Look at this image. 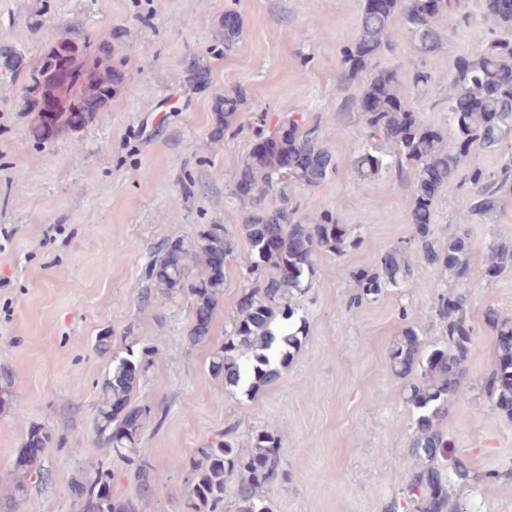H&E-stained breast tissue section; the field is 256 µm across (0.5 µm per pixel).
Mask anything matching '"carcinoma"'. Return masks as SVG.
Listing matches in <instances>:
<instances>
[{
    "mask_svg": "<svg viewBox=\"0 0 512 512\" xmlns=\"http://www.w3.org/2000/svg\"><path fill=\"white\" fill-rule=\"evenodd\" d=\"M486 17L502 32L482 51L460 60L448 90V116L454 130L447 142L439 129L425 126L417 109L400 91L396 69L380 58L392 50L397 19L415 38L420 54L434 59L442 46L436 20L462 13L461 0H363L357 36L343 58L342 78L362 80L358 98L347 102L366 129L368 147L359 150L353 166L368 180L392 158L395 170L412 184L408 219L414 237L382 254L371 267L350 273L358 291L349 305L375 301L390 288H410L413 262L448 273L455 289L438 295L435 317L442 329L439 345H426L416 328L407 325L391 345L389 363L405 380V402L413 425L408 455L414 466L407 474L404 496L414 512H458L449 484L465 488L483 475L481 463L450 453L451 441L442 430L450 408L464 400L471 384L467 360L473 336L466 288L475 277L495 278L512 269V244L493 241L485 265L474 270L468 259V230L439 246L430 225L441 195L455 183L461 166L476 148L497 149L512 138V0H484ZM224 50L242 33L238 14L221 20ZM0 67L18 74L21 56L0 48ZM125 88L122 64L112 62L111 46L88 37L61 38L31 69L24 86V110L34 117L32 132L38 142L88 122ZM239 94L219 96L214 102L213 138L219 139L242 112ZM256 142L236 173V196L249 202L236 235L222 224H203L178 246L163 245L146 267V278L157 293L191 299L193 320L188 330L192 344L210 335L215 311L224 296L226 263L234 257L235 237L249 248L247 287L236 313L224 330V343L212 353L209 369L224 386L254 394L275 381L302 346L306 323L294 299L307 293L315 277L318 255L341 256L360 247V235L339 223L333 213L320 211L296 219L288 189L314 188L336 171L333 154L305 121L292 116L267 128L264 114L250 117ZM472 186L461 221L486 216L500 205V192L512 184V165L488 180L474 168L467 176ZM485 322L495 333V358L483 381L484 393L497 411L512 418V317L488 307ZM96 349L111 355L108 374L100 385L95 431L100 446L110 448L150 490L153 466L141 448V434L150 402L136 396L142 362L150 353L135 337L123 354H112V336L96 337ZM54 443L42 426L28 431L14 468L24 474L40 462ZM284 442L274 431L258 426L247 445L237 428H224L221 438L197 449L190 466L187 512H272L269 495L275 485L288 482L283 462ZM78 512H141L139 501L112 494V472L102 464L90 466L71 489Z\"/></svg>",
    "mask_w": 512,
    "mask_h": 512,
    "instance_id": "obj_1",
    "label": "carcinoma"
}]
</instances>
